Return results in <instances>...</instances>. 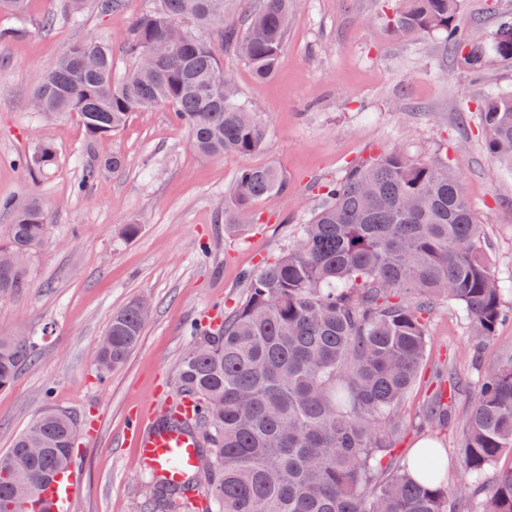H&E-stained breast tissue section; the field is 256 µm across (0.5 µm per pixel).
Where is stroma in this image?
I'll use <instances>...</instances> for the list:
<instances>
[{
	"mask_svg": "<svg viewBox=\"0 0 512 512\" xmlns=\"http://www.w3.org/2000/svg\"><path fill=\"white\" fill-rule=\"evenodd\" d=\"M150 6L124 0L103 14L91 4L74 23L56 15L54 0H28L25 32L0 42V198L37 196L51 212L48 239L29 257L24 287L0 300V330L37 351L0 390V453L47 408L73 416L80 484L72 512H144L151 482L127 439L131 419L147 407L166 408L191 323L238 304L243 272L295 241L320 203V185L351 166L398 149L459 175L512 304V170L488 154L479 112L487 91L512 94V62L488 54L475 78L440 34L393 35L388 19L399 0H297L271 78L257 79L220 35L211 37L267 129L250 156L198 155L164 106L134 112L122 130L95 140L77 116L32 112L36 85L74 42L110 41L114 72L123 74V36ZM509 17L512 0H462L460 24L474 39L487 40ZM42 144L55 150L47 170L15 165V157ZM116 155L123 163L115 169ZM88 166L98 175L76 193ZM248 166L278 169L284 186L232 227L219 204ZM127 224L140 225L136 238L123 236ZM135 298L151 299L153 312L127 361L99 379L98 342L113 314ZM428 334L429 353L406 400L410 413L432 399L442 377H476L459 308L441 305Z\"/></svg>",
	"mask_w": 512,
	"mask_h": 512,
	"instance_id": "stroma-1",
	"label": "stroma"
}]
</instances>
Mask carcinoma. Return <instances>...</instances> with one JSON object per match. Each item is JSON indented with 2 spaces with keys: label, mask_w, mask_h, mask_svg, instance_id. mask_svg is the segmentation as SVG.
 Masks as SVG:
<instances>
[{
  "label": "carcinoma",
  "mask_w": 512,
  "mask_h": 512,
  "mask_svg": "<svg viewBox=\"0 0 512 512\" xmlns=\"http://www.w3.org/2000/svg\"><path fill=\"white\" fill-rule=\"evenodd\" d=\"M153 2L124 36L130 64L120 80L108 43L77 42L42 76L35 112L75 114L96 139L142 108L166 106L203 156L259 150L264 127L199 32L227 33V46L266 79L286 45L295 0H257L243 35L227 22L232 0ZM26 3L0 0V15L16 20ZM461 7V0H403L393 30L440 34L479 73L484 46L463 33ZM494 34V54L511 61L512 21ZM481 118L488 153L512 168V95L486 96ZM53 160L42 145L19 164L40 170ZM282 184L272 168L243 169L224 198V223H240ZM1 208L13 211L0 237L2 300L22 287L24 263L16 259L44 243L50 214L37 197L3 199ZM244 279L245 297L221 325L191 329L166 419L198 434L201 464L183 486L153 483L152 512H196L187 492L199 484L212 512H512V470L476 498L498 459L512 455V349L479 369L455 489L445 481L448 452L434 440L404 461L394 452L410 422L405 402L437 305L462 309L477 349L512 317L459 176L402 151L355 165L325 186L298 239ZM149 313L132 300L112 316L96 355L100 377L125 363ZM34 360L32 342L0 332V390ZM468 388L450 379L448 400L429 402L419 424L445 425ZM75 439V420L55 409L18 435L0 454V512H43L39 494L73 463Z\"/></svg>",
  "instance_id": "cac0c4a2"
}]
</instances>
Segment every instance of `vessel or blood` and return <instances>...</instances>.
<instances>
[{
  "label": "vessel or blood",
  "mask_w": 512,
  "mask_h": 512,
  "mask_svg": "<svg viewBox=\"0 0 512 512\" xmlns=\"http://www.w3.org/2000/svg\"><path fill=\"white\" fill-rule=\"evenodd\" d=\"M128 436L153 477L180 484L197 465V436L163 429L151 413L136 415ZM77 485L72 470L66 471L64 483L50 482L44 492L49 512H70Z\"/></svg>",
  "instance_id": "obj_1"
}]
</instances>
